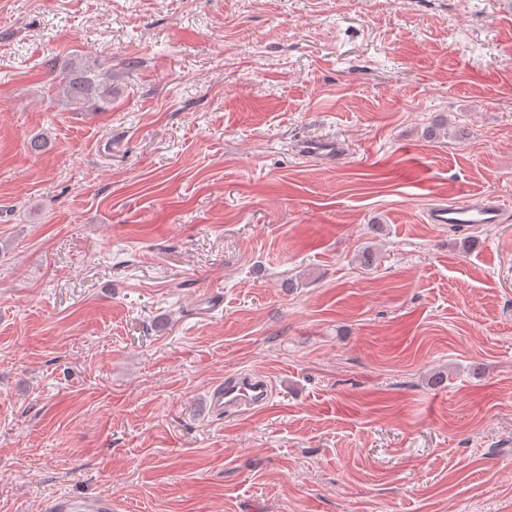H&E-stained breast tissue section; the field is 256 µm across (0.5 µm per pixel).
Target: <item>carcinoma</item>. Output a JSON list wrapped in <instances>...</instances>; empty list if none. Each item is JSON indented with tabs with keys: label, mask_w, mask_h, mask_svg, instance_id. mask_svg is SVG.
I'll list each match as a JSON object with an SVG mask.
<instances>
[{
	"label": "carcinoma",
	"mask_w": 512,
	"mask_h": 512,
	"mask_svg": "<svg viewBox=\"0 0 512 512\" xmlns=\"http://www.w3.org/2000/svg\"><path fill=\"white\" fill-rule=\"evenodd\" d=\"M56 94L66 107L81 112L102 109L112 102V84L103 81L96 63L75 60L56 84Z\"/></svg>",
	"instance_id": "carcinoma-1"
}]
</instances>
